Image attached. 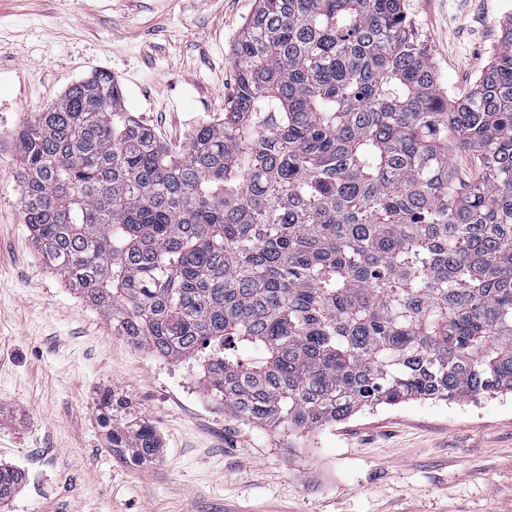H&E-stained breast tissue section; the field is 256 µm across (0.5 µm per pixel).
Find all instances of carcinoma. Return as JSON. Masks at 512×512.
Here are the masks:
<instances>
[{"instance_id": "obj_1", "label": "carcinoma", "mask_w": 512, "mask_h": 512, "mask_svg": "<svg viewBox=\"0 0 512 512\" xmlns=\"http://www.w3.org/2000/svg\"><path fill=\"white\" fill-rule=\"evenodd\" d=\"M224 118L168 146L99 71L14 134L35 246L113 332L295 435L512 393V16L445 91L404 0H258ZM480 161L466 180L458 154ZM150 464L144 419L98 404ZM23 480L0 468V505Z\"/></svg>"}]
</instances>
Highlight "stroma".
Here are the masks:
<instances>
[{"instance_id": "stroma-1", "label": "stroma", "mask_w": 512, "mask_h": 512, "mask_svg": "<svg viewBox=\"0 0 512 512\" xmlns=\"http://www.w3.org/2000/svg\"><path fill=\"white\" fill-rule=\"evenodd\" d=\"M256 0H0V512H512V396L381 405L303 438L244 425L193 360L136 347L49 268L20 204L11 135L104 70L170 145L222 116L232 46ZM449 94L488 65L512 0H406ZM111 391L146 418L151 464L115 456L97 421Z\"/></svg>"}]
</instances>
